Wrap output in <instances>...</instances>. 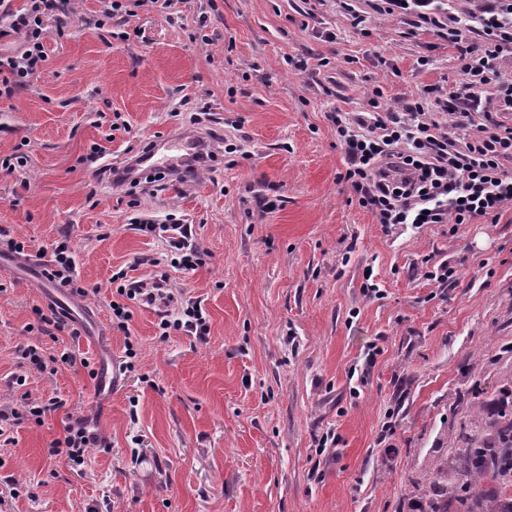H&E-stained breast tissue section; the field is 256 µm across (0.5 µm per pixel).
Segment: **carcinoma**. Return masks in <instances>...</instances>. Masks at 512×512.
Instances as JSON below:
<instances>
[{
    "mask_svg": "<svg viewBox=\"0 0 512 512\" xmlns=\"http://www.w3.org/2000/svg\"><path fill=\"white\" fill-rule=\"evenodd\" d=\"M497 445L464 449L467 474L448 485V456L436 457L427 482L415 488V512H448V496L460 512H512V417L495 422Z\"/></svg>",
    "mask_w": 512,
    "mask_h": 512,
    "instance_id": "carcinoma-1",
    "label": "carcinoma"
}]
</instances>
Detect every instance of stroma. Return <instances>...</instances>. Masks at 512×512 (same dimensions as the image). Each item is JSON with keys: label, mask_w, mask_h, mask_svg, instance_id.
Wrapping results in <instances>:
<instances>
[{"label": "stroma", "mask_w": 512, "mask_h": 512, "mask_svg": "<svg viewBox=\"0 0 512 512\" xmlns=\"http://www.w3.org/2000/svg\"><path fill=\"white\" fill-rule=\"evenodd\" d=\"M75 6L64 34L44 22L47 71L0 99V156H27L0 170V227L28 245L0 257V404L63 401L0 447L7 512H414L430 458L461 471L466 437L492 443L512 404V206L494 224H378L341 178L329 115L374 96L401 112L426 89L440 111L462 87L457 48L368 0L361 29L340 0H177L138 8L125 40L84 24L98 0ZM200 100L211 171L129 192L82 163L95 143L117 165L183 132ZM170 214L207 253L170 273L202 301V340L159 339L139 305L128 332L112 326L113 272L148 277L167 251L132 218ZM64 240L87 297L41 275ZM442 262L454 278L428 280ZM37 307L77 335L31 330ZM27 343L92 367L23 371ZM78 419L111 450L49 455ZM328 434L336 446L318 452Z\"/></svg>", "instance_id": "obj_1"}]
</instances>
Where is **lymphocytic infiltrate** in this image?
Returning a JSON list of instances; mask_svg holds the SVG:
<instances>
[{
    "label": "lymphocytic infiltrate",
    "mask_w": 512,
    "mask_h": 512,
    "mask_svg": "<svg viewBox=\"0 0 512 512\" xmlns=\"http://www.w3.org/2000/svg\"><path fill=\"white\" fill-rule=\"evenodd\" d=\"M371 8L381 15L408 18L412 27L431 30L457 45L465 86L463 93L444 100L441 121L426 112L420 97L402 112L379 111L373 98L369 111L354 117L331 114L345 154L344 178L358 205L381 224L497 220L505 207L512 206V171L507 168L512 162V126L498 121L482 96L500 61L512 59V0H480L478 8L461 19L449 15L446 0H371ZM74 12L73 0H27L19 11H0V98L28 87L46 68L45 18H56L63 30ZM472 30L480 33L481 44H467L466 34ZM134 224L144 236L166 241L165 265L192 271L203 264L206 253L192 242L190 225L173 217L164 224L138 217ZM43 276L71 294L87 293L68 243L55 247ZM111 281L115 285L112 324L123 332L131 318L130 303L166 304L174 299L164 276L132 282L120 270ZM157 329L163 339L175 331L201 338L208 334V323L200 302L190 300L163 312ZM93 448L107 451L111 445L76 421L52 441L49 453L80 463Z\"/></svg>",
    "instance_id": "obj_1"
}]
</instances>
